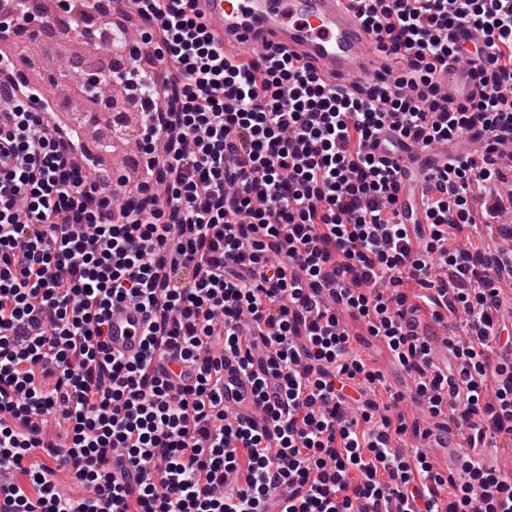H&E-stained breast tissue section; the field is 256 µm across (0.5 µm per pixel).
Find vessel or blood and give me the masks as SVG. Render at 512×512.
<instances>
[{
	"label": "vessel or blood",
	"instance_id": "vessel-or-blood-1",
	"mask_svg": "<svg viewBox=\"0 0 512 512\" xmlns=\"http://www.w3.org/2000/svg\"><path fill=\"white\" fill-rule=\"evenodd\" d=\"M194 8L223 34L225 43L257 51L276 44L321 74L351 87L368 85L371 74L383 64L375 33L363 26L357 11L346 7L344 0H195ZM440 80L453 102H466L473 95L468 70L449 65ZM391 141L396 142L392 130H385L373 150L407 177L417 166L425 171L433 169L437 158L448 153L444 146L427 151L408 142H396L392 151L387 147ZM109 326L112 350L128 356L141 351L144 315L140 310L127 303L114 304ZM402 327L408 335L433 340L441 334L433 312L425 308L405 310ZM237 371L236 358L225 355L224 397L232 410L248 413L253 408L251 388ZM428 446L435 461L453 471L455 477H463L456 462L458 450L447 435L429 436Z\"/></svg>",
	"mask_w": 512,
	"mask_h": 512
}]
</instances>
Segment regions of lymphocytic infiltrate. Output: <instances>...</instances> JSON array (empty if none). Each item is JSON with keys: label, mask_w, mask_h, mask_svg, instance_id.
I'll return each mask as SVG.
<instances>
[{"label": "lymphocytic infiltrate", "mask_w": 512, "mask_h": 512, "mask_svg": "<svg viewBox=\"0 0 512 512\" xmlns=\"http://www.w3.org/2000/svg\"><path fill=\"white\" fill-rule=\"evenodd\" d=\"M133 2L140 39L112 78L141 114L135 184L98 183L76 128L0 80V472L20 474L0 512H512V475L482 457L512 447V266L482 245L512 240L496 221L512 0H350L401 65L354 91L279 48L225 49L194 0ZM464 25L486 49L459 42ZM462 60L477 93L453 105L438 76ZM388 123L424 149L481 144L421 177L419 224L369 151ZM116 302L144 314L140 355L110 349ZM421 304L449 368L402 332ZM347 315L407 392L365 362ZM228 353L254 416L224 404ZM408 400L452 418L465 480L403 448L420 432ZM39 452L88 495H64ZM344 319L348 321L352 333L361 335L359 336L360 342H355L354 346L359 350L365 361L371 367L383 372L388 385L394 391L406 392L412 382L386 344L379 338L368 336L362 323L354 321L348 316H344Z\"/></svg>", "instance_id": "lymphocytic-infiltrate-1"}]
</instances>
